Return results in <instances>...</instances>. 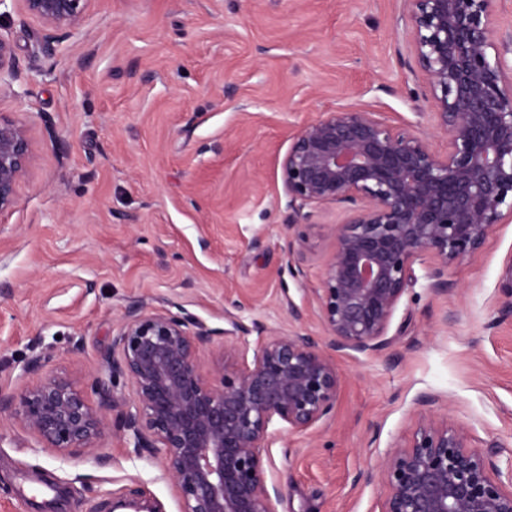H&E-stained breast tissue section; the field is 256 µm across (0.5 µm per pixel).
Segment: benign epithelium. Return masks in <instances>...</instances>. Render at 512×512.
Returning a JSON list of instances; mask_svg holds the SVG:
<instances>
[{"mask_svg":"<svg viewBox=\"0 0 512 512\" xmlns=\"http://www.w3.org/2000/svg\"><path fill=\"white\" fill-rule=\"evenodd\" d=\"M22 2L42 23L36 52L48 53L80 30L94 0ZM403 2V32L448 151L435 152L375 112L341 106L304 125L281 161L288 229L312 223L327 204L350 211L336 226L317 295L327 346L336 351L388 348L414 262L434 255L429 288L443 291L448 266L477 251L494 225L512 221V29L497 23L498 0ZM18 75L0 35V90ZM33 150L26 123L0 113V213L16 204ZM227 321L206 368L201 352L216 332L182 309L131 304L88 389L43 372L45 358L35 356L21 385H0V414L38 448L58 453L91 449L116 426L136 452L161 457L181 512H273L270 425L305 432L327 418L339 373L297 330L269 333L249 361L239 354L249 329L231 314ZM120 378L130 383L127 399L114 395ZM381 478L383 512H512V456L496 463L443 420L422 421L407 445L391 448ZM112 508L152 512L121 496Z\"/></svg>","mask_w":512,"mask_h":512,"instance_id":"1","label":"benign epithelium"}]
</instances>
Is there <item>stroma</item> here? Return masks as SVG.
<instances>
[{
  "instance_id": "stroma-1",
  "label": "stroma",
  "mask_w": 512,
  "mask_h": 512,
  "mask_svg": "<svg viewBox=\"0 0 512 512\" xmlns=\"http://www.w3.org/2000/svg\"><path fill=\"white\" fill-rule=\"evenodd\" d=\"M401 0H96L80 32L33 55L41 23L20 0L0 6L20 76L0 112L35 143L14 208L0 213V383L24 362L75 380L100 366L126 309H185L223 331L241 317L255 349L262 328L326 344L316 293L334 249L340 206L324 207L296 242L280 162L293 134L339 106L415 125L445 152L426 84L396 29ZM424 254L392 320L385 350L332 352L340 386L329 418L309 431L274 421L267 480L275 512H382L380 473L426 417L466 428L493 459L512 456V223L448 269L436 294ZM433 395L430 404L424 395ZM370 482L354 484L357 472ZM49 485L42 512L111 494L144 495L179 512L160 457L135 453L118 430L78 455L37 449L0 422V512H31L20 480Z\"/></svg>"
}]
</instances>
